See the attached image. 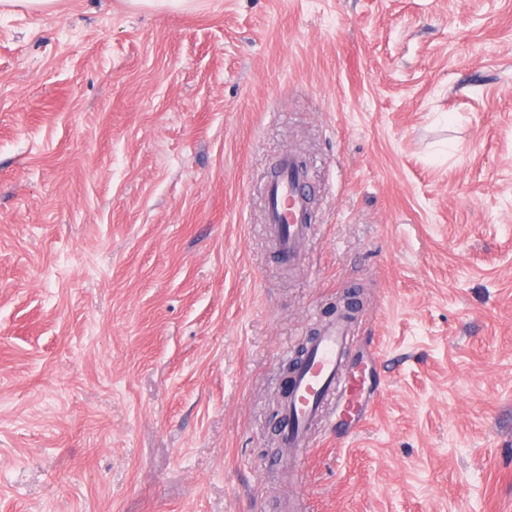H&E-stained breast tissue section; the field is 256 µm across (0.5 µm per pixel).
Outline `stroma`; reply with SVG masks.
Instances as JSON below:
<instances>
[{
    "mask_svg": "<svg viewBox=\"0 0 512 512\" xmlns=\"http://www.w3.org/2000/svg\"><path fill=\"white\" fill-rule=\"evenodd\" d=\"M55 9L0 12V512H512V0ZM347 293L375 412L277 466ZM310 196L308 176L295 168L294 154L280 156L267 186L266 222L280 256L288 258V264L300 257V243L308 229Z\"/></svg>",
    "mask_w": 512,
    "mask_h": 512,
    "instance_id": "obj_1",
    "label": "stroma"
}]
</instances>
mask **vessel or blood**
Segmentation results:
<instances>
[{
	"label": "vessel or blood",
	"mask_w": 512,
	"mask_h": 512,
	"mask_svg": "<svg viewBox=\"0 0 512 512\" xmlns=\"http://www.w3.org/2000/svg\"><path fill=\"white\" fill-rule=\"evenodd\" d=\"M310 196L309 179L295 168L293 153L280 156L267 186L266 222L280 256L292 262L300 257ZM349 327L343 318L324 324L309 346L306 363L288 386L277 425L284 458L308 447L312 430L326 420V410L339 412L354 425L367 418L380 394L379 357L349 356Z\"/></svg>",
	"instance_id": "1"
}]
</instances>
